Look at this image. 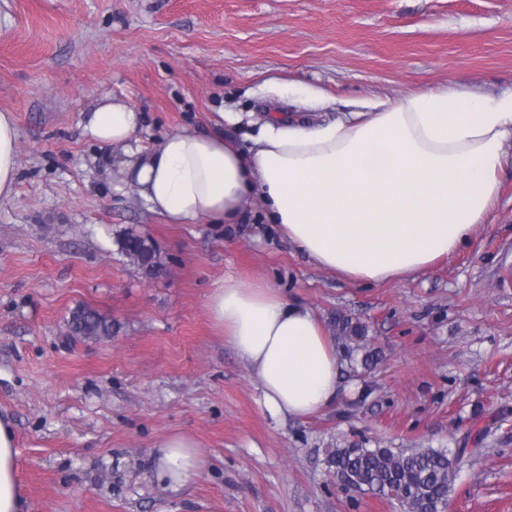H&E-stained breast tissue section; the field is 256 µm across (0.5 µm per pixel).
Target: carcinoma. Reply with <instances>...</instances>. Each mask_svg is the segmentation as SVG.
<instances>
[{"label":"carcinoma","mask_w":512,"mask_h":512,"mask_svg":"<svg viewBox=\"0 0 512 512\" xmlns=\"http://www.w3.org/2000/svg\"><path fill=\"white\" fill-rule=\"evenodd\" d=\"M120 252L150 272L163 264L145 236L129 233L120 240ZM68 335L83 340L109 338L112 319L89 306H79L66 318ZM366 325L349 318L336 319V335L344 355L365 349ZM467 449L453 452L435 448H329L325 463L345 484L372 495L397 501L403 512H446L453 483Z\"/></svg>","instance_id":"cac0c4a2"}]
</instances>
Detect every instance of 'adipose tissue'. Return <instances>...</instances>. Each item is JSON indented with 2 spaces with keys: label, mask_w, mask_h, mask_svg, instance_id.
<instances>
[{
  "label": "adipose tissue",
  "mask_w": 512,
  "mask_h": 512,
  "mask_svg": "<svg viewBox=\"0 0 512 512\" xmlns=\"http://www.w3.org/2000/svg\"><path fill=\"white\" fill-rule=\"evenodd\" d=\"M143 115L103 98L83 126L102 150L121 149L116 189L133 188L171 224L235 222L259 199L269 223L320 267L368 284L403 279L458 253L487 223L512 141V95L454 88L379 98L317 124L269 122L247 147L184 129L142 148ZM18 177V129L0 113V198ZM208 315L259 381L274 418L314 416L339 397L342 363L319 317L267 282L226 278ZM10 423L0 420V512H24ZM156 480L178 491L206 460L190 434L150 449Z\"/></svg>",
  "instance_id": "1"
}]
</instances>
